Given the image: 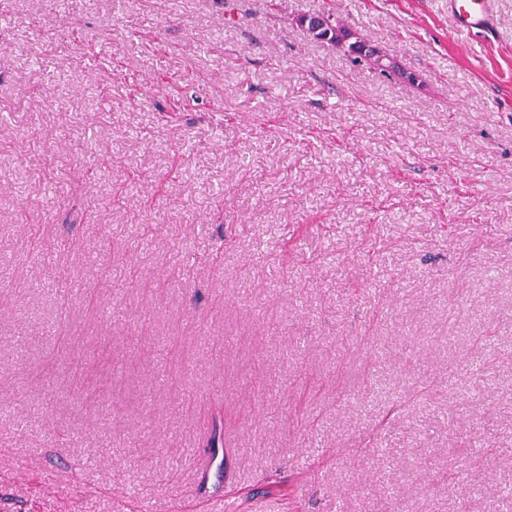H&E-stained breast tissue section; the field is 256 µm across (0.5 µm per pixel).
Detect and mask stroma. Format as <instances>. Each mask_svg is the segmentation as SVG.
Wrapping results in <instances>:
<instances>
[{
  "instance_id": "35a3bbf8",
  "label": "stroma",
  "mask_w": 512,
  "mask_h": 512,
  "mask_svg": "<svg viewBox=\"0 0 512 512\" xmlns=\"http://www.w3.org/2000/svg\"><path fill=\"white\" fill-rule=\"evenodd\" d=\"M496 8L458 37L448 0H0V512H500ZM324 12L418 84L313 40Z\"/></svg>"
}]
</instances>
